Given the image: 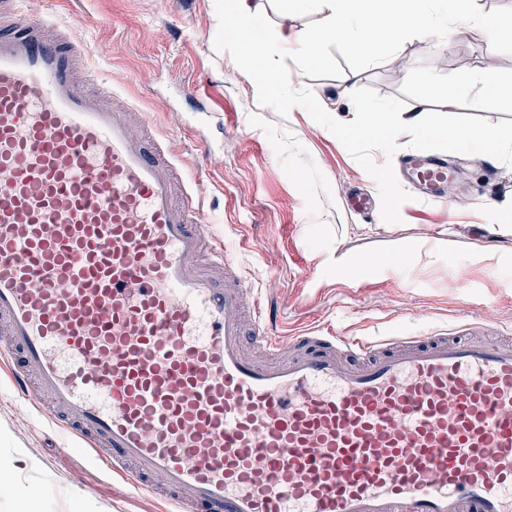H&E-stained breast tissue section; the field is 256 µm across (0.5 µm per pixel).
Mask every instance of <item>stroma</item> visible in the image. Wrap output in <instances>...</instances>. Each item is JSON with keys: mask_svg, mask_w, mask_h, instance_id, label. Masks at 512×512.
<instances>
[{"mask_svg": "<svg viewBox=\"0 0 512 512\" xmlns=\"http://www.w3.org/2000/svg\"><path fill=\"white\" fill-rule=\"evenodd\" d=\"M26 13L71 27L87 48L95 85L111 87L118 119L137 113L189 186L213 242L248 280L275 332L337 331L380 338L487 324L512 334V261L475 253L511 241L486 232L512 225V166L485 155L450 153L461 166L439 205L414 198L401 221L353 210L355 189L377 181L301 107L279 117L260 105L251 78L217 51L215 0H19ZM485 75L500 87L455 114L512 120V54H488L482 29L445 41L416 38L386 62L337 78L291 68L337 120L353 118V90L372 87L414 111L446 113L433 78ZM428 237L440 245L413 258ZM365 262L350 272L349 260ZM66 434L36 397L19 395L0 366V512H168L164 498L134 490Z\"/></svg>", "mask_w": 512, "mask_h": 512, "instance_id": "stroma-1", "label": "stroma"}]
</instances>
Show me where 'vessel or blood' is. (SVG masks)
Instances as JSON below:
<instances>
[{"label":"vessel or blood","mask_w":512,"mask_h":512,"mask_svg":"<svg viewBox=\"0 0 512 512\" xmlns=\"http://www.w3.org/2000/svg\"><path fill=\"white\" fill-rule=\"evenodd\" d=\"M0 11V323L12 382L177 512H512V336H277L177 170ZM425 200L448 165L409 155Z\"/></svg>","instance_id":"b4317fda"}]
</instances>
